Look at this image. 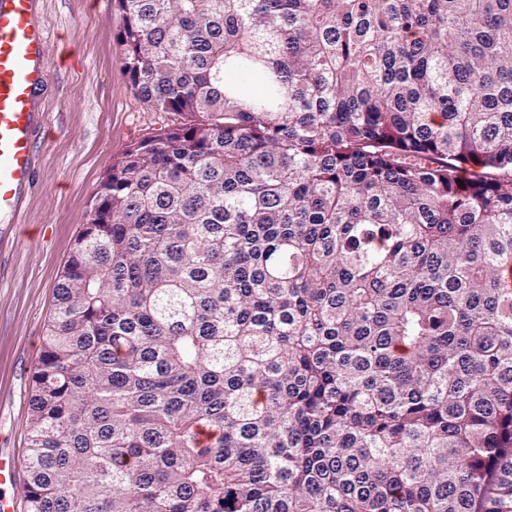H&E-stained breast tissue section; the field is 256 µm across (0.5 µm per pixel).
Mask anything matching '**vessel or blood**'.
Listing matches in <instances>:
<instances>
[{"label":"vessel or blood","mask_w":512,"mask_h":512,"mask_svg":"<svg viewBox=\"0 0 512 512\" xmlns=\"http://www.w3.org/2000/svg\"><path fill=\"white\" fill-rule=\"evenodd\" d=\"M39 0H0V224L16 223L34 180L46 36Z\"/></svg>","instance_id":"obj_1"}]
</instances>
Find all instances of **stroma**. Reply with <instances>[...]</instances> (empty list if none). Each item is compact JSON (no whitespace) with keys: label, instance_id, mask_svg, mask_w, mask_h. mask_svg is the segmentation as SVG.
I'll use <instances>...</instances> for the list:
<instances>
[{"label":"stroma","instance_id":"35a3bbf8","mask_svg":"<svg viewBox=\"0 0 512 512\" xmlns=\"http://www.w3.org/2000/svg\"><path fill=\"white\" fill-rule=\"evenodd\" d=\"M39 16L47 87L35 182L18 222L0 228V448L20 463L55 288L103 175L130 145L181 122L135 96L115 0H41Z\"/></svg>","mask_w":512,"mask_h":512}]
</instances>
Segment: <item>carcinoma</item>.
I'll use <instances>...</instances> for the list:
<instances>
[{
    "label": "carcinoma",
    "mask_w": 512,
    "mask_h": 512,
    "mask_svg": "<svg viewBox=\"0 0 512 512\" xmlns=\"http://www.w3.org/2000/svg\"><path fill=\"white\" fill-rule=\"evenodd\" d=\"M115 2L28 512H512V0Z\"/></svg>",
    "instance_id": "carcinoma-1"
}]
</instances>
